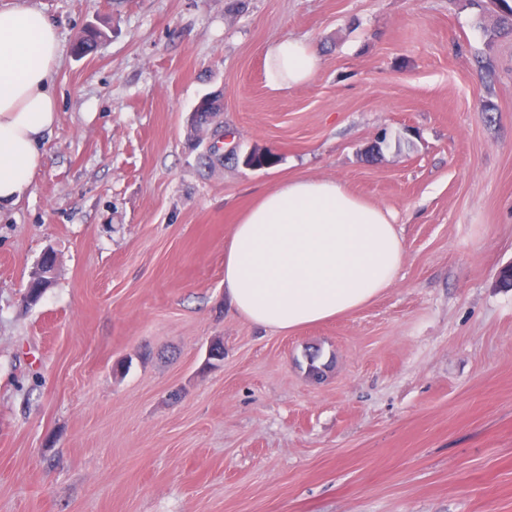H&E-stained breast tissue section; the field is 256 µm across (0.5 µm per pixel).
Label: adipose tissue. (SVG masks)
<instances>
[{
    "mask_svg": "<svg viewBox=\"0 0 512 512\" xmlns=\"http://www.w3.org/2000/svg\"><path fill=\"white\" fill-rule=\"evenodd\" d=\"M64 47L42 11L0 9V204H14L42 167L59 121L52 83ZM269 84L291 89L322 66L318 48L288 37L266 50ZM391 211L331 180L295 178L263 193L224 250V294L253 325L288 332L361 309L403 262Z\"/></svg>",
    "mask_w": 512,
    "mask_h": 512,
    "instance_id": "adipose-tissue-1",
    "label": "adipose tissue"
}]
</instances>
